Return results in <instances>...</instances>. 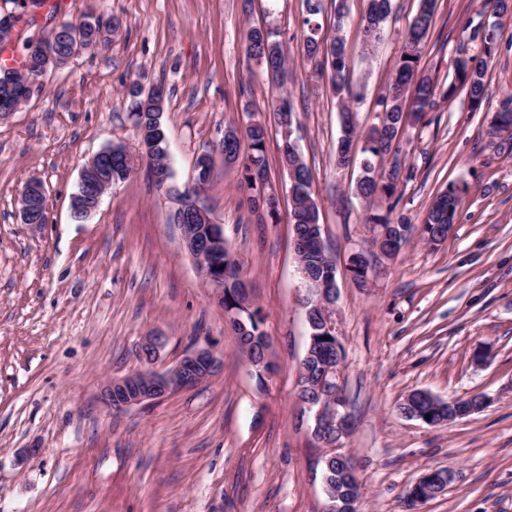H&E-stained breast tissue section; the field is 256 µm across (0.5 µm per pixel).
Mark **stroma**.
I'll list each match as a JSON object with an SVG mask.
<instances>
[{"mask_svg": "<svg viewBox=\"0 0 512 512\" xmlns=\"http://www.w3.org/2000/svg\"><path fill=\"white\" fill-rule=\"evenodd\" d=\"M60 10L0 0L16 16L14 53L26 55L55 24L94 12L115 19L108 46L47 72L41 89L0 121V512H329L323 451L297 400L309 342L306 285L292 248L291 195L281 133L269 126L266 193L277 222L258 223L241 168L225 163L226 127L266 108L277 84L245 51L249 27L278 34L288 56L294 136L313 177L319 222L337 265L335 320L344 347L341 384L354 431L344 449L358 464V512H512V155L488 128L512 96V19L489 59L487 98L466 90L437 100L399 139L392 198L356 194L359 163L337 169L338 107L304 42L305 0H63ZM367 0H323L321 36L346 43L359 124L379 111L418 0H393V19L364 47ZM484 0H438L420 66L437 85L459 57L478 54L472 34L491 20ZM164 89L162 122L173 177L156 187L146 169L113 185L78 223L70 214L84 163L110 145L140 149L129 115L131 85ZM209 154L204 198L264 314L275 375L258 387L238 336L171 215ZM43 183L48 221L24 224L18 201ZM463 186L446 240L411 236L392 258L374 254L368 286L347 270L370 249L374 218L421 224L433 198ZM164 337L157 367L195 338L224 355L212 379L166 398L108 411L107 378L142 366L141 336ZM416 390L443 399L488 396L468 418L431 427L405 417ZM37 456L18 460L23 449ZM447 489L410 504L405 491L429 470Z\"/></svg>", "mask_w": 512, "mask_h": 512, "instance_id": "stroma-1", "label": "stroma"}]
</instances>
